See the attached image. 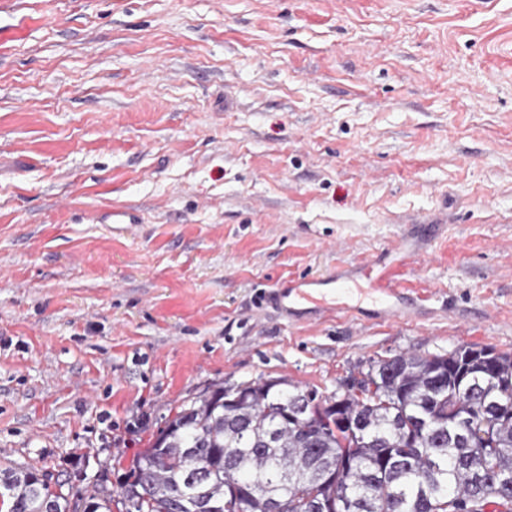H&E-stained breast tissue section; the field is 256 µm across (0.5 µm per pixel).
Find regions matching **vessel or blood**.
Returning <instances> with one entry per match:
<instances>
[{
  "label": "vessel or blood",
  "mask_w": 512,
  "mask_h": 512,
  "mask_svg": "<svg viewBox=\"0 0 512 512\" xmlns=\"http://www.w3.org/2000/svg\"><path fill=\"white\" fill-rule=\"evenodd\" d=\"M364 302L371 306L370 319L378 324L413 323L421 315L416 298L375 263L339 268L325 277L283 279L264 295L265 305L289 323L329 312L353 313Z\"/></svg>",
  "instance_id": "1"
}]
</instances>
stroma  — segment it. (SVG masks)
Listing matches in <instances>:
<instances>
[{"mask_svg": "<svg viewBox=\"0 0 512 512\" xmlns=\"http://www.w3.org/2000/svg\"><path fill=\"white\" fill-rule=\"evenodd\" d=\"M415 325L259 308L396 252ZM512 353V0H0V465L122 483L190 399Z\"/></svg>", "mask_w": 512, "mask_h": 512, "instance_id": "obj_1", "label": "stroma"}]
</instances>
